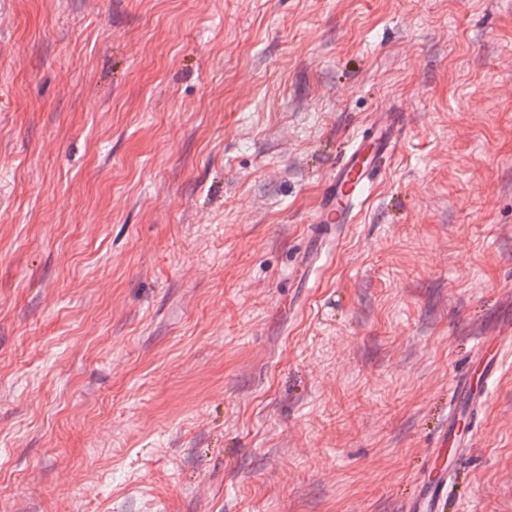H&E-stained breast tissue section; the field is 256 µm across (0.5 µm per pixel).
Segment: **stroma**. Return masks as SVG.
<instances>
[{
    "label": "stroma",
    "mask_w": 512,
    "mask_h": 512,
    "mask_svg": "<svg viewBox=\"0 0 512 512\" xmlns=\"http://www.w3.org/2000/svg\"><path fill=\"white\" fill-rule=\"evenodd\" d=\"M509 325L512 0H0V512H402ZM456 492L512 512V372ZM375 137L366 155V143L350 148L336 164L327 180L312 224H355L363 204L369 199L386 160L399 148L398 128L390 114L380 112L371 124Z\"/></svg>",
    "instance_id": "1"
}]
</instances>
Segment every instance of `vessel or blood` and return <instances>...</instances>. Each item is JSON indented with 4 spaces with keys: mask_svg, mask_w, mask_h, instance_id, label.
<instances>
[{
    "mask_svg": "<svg viewBox=\"0 0 512 512\" xmlns=\"http://www.w3.org/2000/svg\"><path fill=\"white\" fill-rule=\"evenodd\" d=\"M372 129L371 145L350 148L333 169L312 217L313 223L339 226L355 223L386 160L399 148L398 128L390 114H377ZM509 370H512V328L480 337L473 348L471 365L451 378L448 387L451 407L426 453L431 474L421 478L404 512H471L468 501L449 489L455 460L468 455L475 444L474 435L466 430L464 421L482 413L489 399L491 381Z\"/></svg>",
    "mask_w": 512,
    "mask_h": 512,
    "instance_id": "1",
    "label": "vessel or blood"
}]
</instances>
